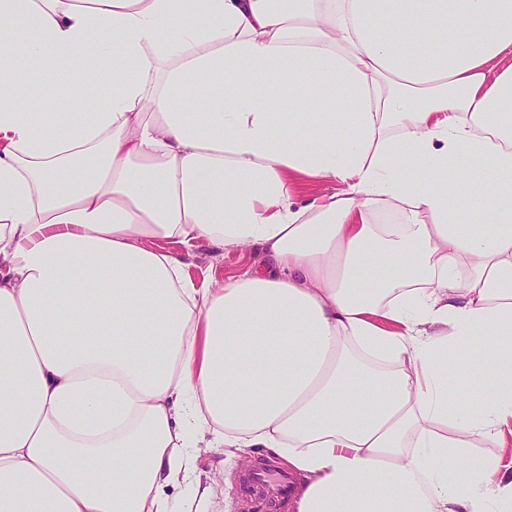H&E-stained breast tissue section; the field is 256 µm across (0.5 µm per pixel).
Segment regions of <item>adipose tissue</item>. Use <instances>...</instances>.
I'll return each instance as SVG.
<instances>
[{
  "label": "adipose tissue",
  "mask_w": 512,
  "mask_h": 512,
  "mask_svg": "<svg viewBox=\"0 0 512 512\" xmlns=\"http://www.w3.org/2000/svg\"><path fill=\"white\" fill-rule=\"evenodd\" d=\"M207 438L512 503V0H0V512H176ZM251 260L247 251L226 248L223 250L201 244L187 261L191 263L190 274L196 284L200 285L203 278H212L219 283L238 273Z\"/></svg>",
  "instance_id": "ef3b65f1"
}]
</instances>
